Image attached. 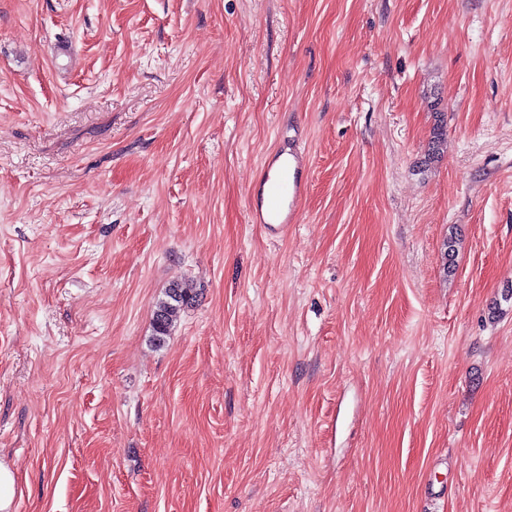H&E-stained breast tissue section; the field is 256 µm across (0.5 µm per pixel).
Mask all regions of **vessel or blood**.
Listing matches in <instances>:
<instances>
[{"instance_id":"1","label":"vessel or blood","mask_w":512,"mask_h":512,"mask_svg":"<svg viewBox=\"0 0 512 512\" xmlns=\"http://www.w3.org/2000/svg\"><path fill=\"white\" fill-rule=\"evenodd\" d=\"M263 167V176L251 188L250 220L280 232L297 222L308 180L299 157L283 150L269 153Z\"/></svg>"}]
</instances>
